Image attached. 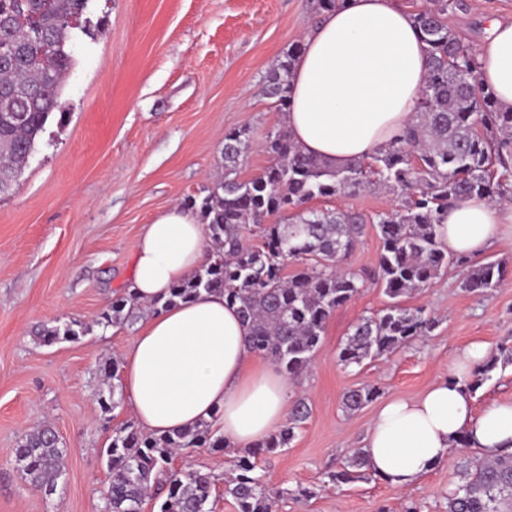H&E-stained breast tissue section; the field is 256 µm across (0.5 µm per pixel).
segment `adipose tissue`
Segmentation results:
<instances>
[{
  "label": "adipose tissue",
  "mask_w": 512,
  "mask_h": 512,
  "mask_svg": "<svg viewBox=\"0 0 512 512\" xmlns=\"http://www.w3.org/2000/svg\"><path fill=\"white\" fill-rule=\"evenodd\" d=\"M477 55L480 82L511 110L512 20L493 22ZM426 75L411 13L394 0H346L304 37L284 116L288 134L304 154L335 168L368 158L411 121ZM511 224V203L471 197L449 208L438 233L452 253L477 258ZM208 254L192 212L174 205L157 214L132 249L137 303L166 297ZM249 333L218 293L147 315L122 353L121 390L139 427L159 435L208 422L239 449L266 440L288 418L293 385L251 353ZM487 355V344L470 343L455 356L452 376L382 405L363 444L367 469L404 491L449 461L460 437L486 459L512 451V401L479 411L464 385Z\"/></svg>",
  "instance_id": "obj_1"
}]
</instances>
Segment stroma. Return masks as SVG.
Wrapping results in <instances>:
<instances>
[{
  "mask_svg": "<svg viewBox=\"0 0 512 512\" xmlns=\"http://www.w3.org/2000/svg\"><path fill=\"white\" fill-rule=\"evenodd\" d=\"M450 25L478 46L490 23L512 17V0H466ZM316 0H90L89 34L73 43L75 64L22 177L0 195V512H100L108 482L104 450L113 429L131 421L127 407L103 413L96 398L104 359L121 355L137 327L104 326L101 315L129 292L132 248L145 224L173 205L202 200L224 177V137L246 131L250 148L240 179L272 163L268 132L283 115L265 94V78L317 21ZM402 199L375 187L317 208L373 217ZM505 263L500 288L470 294L465 268L441 272L406 303L436 317L432 335L360 366L344 367L337 349L360 317L387 298L368 280L329 318L308 372L293 387L311 413L287 448L256 456L258 471L279 486L278 512H447L459 481L454 463L430 470L399 492L377 477L343 489L329 472L361 447L380 403L417 396L450 376L451 362L474 341L499 363L474 390L476 407L512 399V235L486 254ZM74 322L78 340L47 345L45 330ZM376 385V402L346 410V391ZM59 434L65 474L53 494L34 490L14 450L40 424ZM314 492L298 498L300 489Z\"/></svg>",
  "mask_w": 512,
  "mask_h": 512,
  "instance_id": "obj_1",
  "label": "stroma"
}]
</instances>
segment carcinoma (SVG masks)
Wrapping results in <instances>:
<instances>
[{
    "mask_svg": "<svg viewBox=\"0 0 512 512\" xmlns=\"http://www.w3.org/2000/svg\"><path fill=\"white\" fill-rule=\"evenodd\" d=\"M90 0H0V194L23 173L40 134L56 111H64L62 90L74 65L73 39L85 31ZM460 0H427L414 13L428 55V75L412 122L374 155L341 168L303 154L288 131L266 136L272 164L249 180L238 176L248 149L246 132L224 137V181L201 202H192L211 242L208 260L170 297L153 302L156 311L202 292H221L249 324L250 350L269 360L291 382L306 373L322 341L325 325L339 308L364 288V279L340 270L364 234L361 213L306 208L318 198H333L364 188L385 187L405 196L402 206L371 219L381 242L372 279L390 304L351 325L338 353L339 362L361 366L430 335L438 321L403 298L425 288L452 264L467 268L466 292L489 293L503 282L500 261L472 262L448 254L436 227L448 208L473 196L512 201V111L499 106L495 92L479 83V62L469 44L448 25V14L464 11ZM300 47L295 46L266 76L265 94L282 113L291 109L290 79ZM293 211L284 224L268 216ZM254 235L258 242L246 241ZM290 262L300 270L283 275ZM106 323L122 325L139 318L133 296L112 302ZM68 325L48 329L41 339L52 344L79 339ZM497 367L489 359L473 371L476 389ZM379 388L363 385L343 395L357 410L373 402ZM122 403L120 386L101 391L97 404L108 413ZM309 415L296 400L277 432L252 450L239 451L224 478V495L237 512H275L279 492L256 472L257 450L285 448ZM210 424L164 435L144 433L132 423L112 431L106 448L109 480L102 493L103 512H141L149 493L163 496L159 512H212L210 499L218 476L186 467H170L188 448H228ZM65 449L54 428L44 424L15 449L16 462L36 489L52 492L63 475ZM365 468L361 450L343 469L328 474L327 485L350 482L351 470ZM460 482L448 496V512H512V452L494 459L461 457Z\"/></svg>",
    "mask_w": 512,
    "mask_h": 512,
    "instance_id": "cac0c4a2",
    "label": "carcinoma"
}]
</instances>
